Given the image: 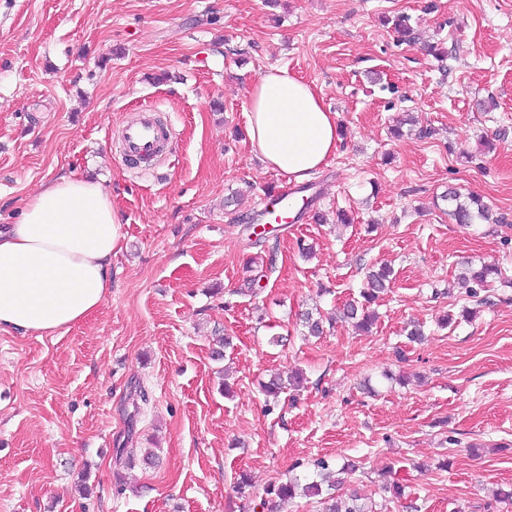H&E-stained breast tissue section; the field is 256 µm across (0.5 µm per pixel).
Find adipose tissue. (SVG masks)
<instances>
[{
    "instance_id": "obj_1",
    "label": "adipose tissue",
    "mask_w": 512,
    "mask_h": 512,
    "mask_svg": "<svg viewBox=\"0 0 512 512\" xmlns=\"http://www.w3.org/2000/svg\"><path fill=\"white\" fill-rule=\"evenodd\" d=\"M247 134L267 168L308 178L341 144L336 115L313 87L272 66L253 85ZM123 235L112 196L98 182L62 175L0 228V331L54 334L87 319L111 286Z\"/></svg>"
}]
</instances>
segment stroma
<instances>
[{"mask_svg":"<svg viewBox=\"0 0 512 512\" xmlns=\"http://www.w3.org/2000/svg\"><path fill=\"white\" fill-rule=\"evenodd\" d=\"M271 66L341 127L310 178L326 223L238 220L281 184L246 133ZM146 107L176 133L148 171L118 133ZM61 175L101 180L123 240L85 322L0 332V512H264L320 458L355 463L342 492L373 512H512V0H0V225ZM451 188L493 221L455 223ZM466 262L502 272L486 303L456 282ZM383 263L356 333L339 312ZM309 313L332 327L308 336ZM294 368L307 388L267 401Z\"/></svg>","mask_w":512,"mask_h":512,"instance_id":"1","label":"stroma"}]
</instances>
